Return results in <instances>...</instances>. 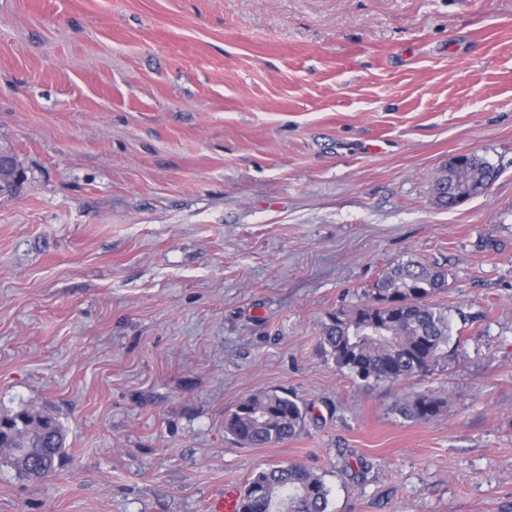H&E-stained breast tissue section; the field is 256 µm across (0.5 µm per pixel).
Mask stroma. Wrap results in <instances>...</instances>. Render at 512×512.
I'll use <instances>...</instances> for the list:
<instances>
[{
  "instance_id": "obj_1",
  "label": "stroma",
  "mask_w": 512,
  "mask_h": 512,
  "mask_svg": "<svg viewBox=\"0 0 512 512\" xmlns=\"http://www.w3.org/2000/svg\"><path fill=\"white\" fill-rule=\"evenodd\" d=\"M1 146L0 416L51 411L67 458L0 466V512H208L289 463L328 512H512V0H0ZM457 154L500 176L449 210ZM413 254L473 321L355 380L320 324ZM275 390L303 430L240 446ZM307 409L288 394L261 393L240 402L224 419V428L239 445L262 448L300 432ZM444 404V399L434 394H421L408 406L404 415L416 420H431L437 417Z\"/></svg>"
}]
</instances>
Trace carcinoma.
Returning <instances> with one entry per match:
<instances>
[{"label": "carcinoma", "instance_id": "cac0c4a2", "mask_svg": "<svg viewBox=\"0 0 512 512\" xmlns=\"http://www.w3.org/2000/svg\"><path fill=\"white\" fill-rule=\"evenodd\" d=\"M498 170L477 155L448 165L435 176V202L451 209L459 189L476 188L497 179ZM448 284V270L412 255L387 268L366 291V300L327 314L320 326L324 351L336 366L361 381H405L431 371L453 325L448 307L432 296ZM444 399L421 394L404 415L416 420L437 417ZM307 409L288 394L261 393L240 402L224 419V428L239 445L262 448L300 432ZM12 436L8 450H0V464L36 480L52 476L66 454V433L47 410L27 408L4 416ZM329 490L323 479L303 464L272 465L249 479L240 512H327Z\"/></svg>", "mask_w": 512, "mask_h": 512}]
</instances>
